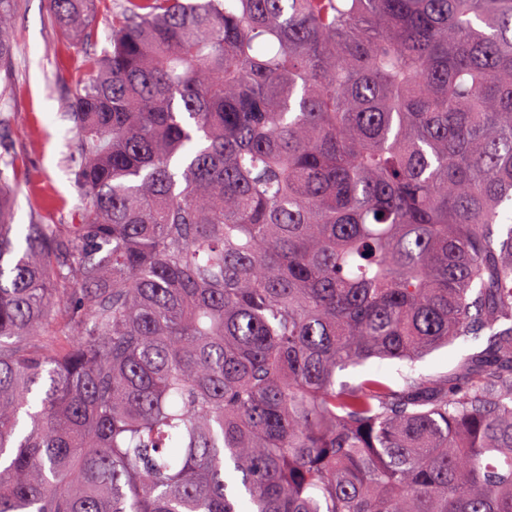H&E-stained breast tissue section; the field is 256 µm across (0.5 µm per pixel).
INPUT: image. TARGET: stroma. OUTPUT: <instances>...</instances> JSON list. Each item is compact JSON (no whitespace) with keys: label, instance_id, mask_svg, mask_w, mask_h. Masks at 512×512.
<instances>
[{"label":"stroma","instance_id":"35a3bbf8","mask_svg":"<svg viewBox=\"0 0 512 512\" xmlns=\"http://www.w3.org/2000/svg\"><path fill=\"white\" fill-rule=\"evenodd\" d=\"M122 2L104 0L90 42L80 45L53 26L45 0H19L16 50L6 77H0V136L20 165L14 190L15 223L65 224L80 203L67 172L72 138L68 99L75 87L92 81L94 73L84 60L109 47L112 19ZM481 347V342L461 338L412 366L372 359L339 371L336 379L355 383L368 371L395 382L409 372L441 374Z\"/></svg>","mask_w":512,"mask_h":512}]
</instances>
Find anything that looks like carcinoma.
<instances>
[{"label": "carcinoma", "mask_w": 512, "mask_h": 512, "mask_svg": "<svg viewBox=\"0 0 512 512\" xmlns=\"http://www.w3.org/2000/svg\"><path fill=\"white\" fill-rule=\"evenodd\" d=\"M89 63L23 248L0 148V512H512V0H125ZM483 347L482 341H473L470 338H459L452 345L441 348L417 361L413 369L404 362L397 360H369L361 366L348 367L339 371L336 376L337 383H356L366 371H379L394 382L401 381V374L413 372L415 376L436 375L451 370L462 358L479 351Z\"/></svg>", "instance_id": "cac0c4a2"}]
</instances>
